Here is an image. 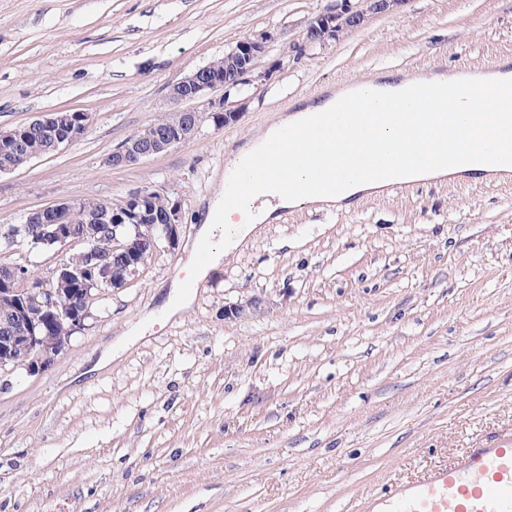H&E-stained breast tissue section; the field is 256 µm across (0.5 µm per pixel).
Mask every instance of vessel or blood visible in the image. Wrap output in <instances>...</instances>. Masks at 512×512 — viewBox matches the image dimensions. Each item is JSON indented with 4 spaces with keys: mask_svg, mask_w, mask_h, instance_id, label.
<instances>
[{
    "mask_svg": "<svg viewBox=\"0 0 512 512\" xmlns=\"http://www.w3.org/2000/svg\"><path fill=\"white\" fill-rule=\"evenodd\" d=\"M429 94L440 107H452L451 119L457 135L470 136L471 115L455 108L453 95L437 88L430 89ZM501 100L500 112L490 121V137L478 146L481 159L492 165L512 150V93L504 92ZM348 124V113L334 112L314 122L306 134L332 144L337 130ZM279 150V144L272 143L234 165L232 182L266 176L268 159ZM364 166L381 175L386 189L395 193H409L416 187L415 182L394 179L383 156L366 158ZM343 177V172L318 164L311 169L309 181L316 189L327 191L338 189ZM361 509L362 512H512V431L487 436L452 464L431 468L416 481L388 485L368 496Z\"/></svg>",
    "mask_w": 512,
    "mask_h": 512,
    "instance_id": "vessel-or-blood-1",
    "label": "vessel or blood"
}]
</instances>
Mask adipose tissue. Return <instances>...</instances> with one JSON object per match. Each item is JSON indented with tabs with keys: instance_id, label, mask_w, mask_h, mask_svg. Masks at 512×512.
I'll return each instance as SVG.
<instances>
[{
	"instance_id": "1",
	"label": "adipose tissue",
	"mask_w": 512,
	"mask_h": 512,
	"mask_svg": "<svg viewBox=\"0 0 512 512\" xmlns=\"http://www.w3.org/2000/svg\"><path fill=\"white\" fill-rule=\"evenodd\" d=\"M502 80V75L488 74L482 76L480 85L476 86L456 76L417 78L416 83L420 86L430 83L452 88L457 102L474 117L473 133L466 138L455 137L452 126L437 125L439 106L427 96L420 98L414 106L415 111L421 114L417 122H405L391 105L386 106L385 117L378 120L372 114L360 113L355 105L357 98L384 94L399 96L404 91L400 85L378 86L371 81L354 84L337 92L334 97L311 102L297 108L295 114L282 117L264 132L261 140H250L240 148L241 154L247 155L259 150L262 142L282 143L284 151L272 157L268 180L258 179L241 184L235 203H226L221 193L208 201L197 231V240L210 244V259L202 264L191 257L183 263L184 275L172 281L163 305L164 312L172 316L188 308L195 298L194 287L206 281L211 271L223 265L224 261L233 259L239 248L259 233L261 225L279 220L281 210L317 204L329 206L358 195L372 196L381 189L378 177L368 170L348 180L334 195L310 188L308 174L314 165L321 163L336 169L346 165L345 158L338 151L323 147L318 141L300 138V131L315 117L334 111L336 106H344L350 112L354 125L337 135V142L353 138L357 141L358 155H385L396 176L469 177L487 171L486 166L478 163L475 149L487 121L501 110L496 87ZM359 125L369 128V137L356 138L355 128ZM445 151L451 156L450 162L438 163V156ZM411 152L421 158L420 166L405 167L404 156Z\"/></svg>"
}]
</instances>
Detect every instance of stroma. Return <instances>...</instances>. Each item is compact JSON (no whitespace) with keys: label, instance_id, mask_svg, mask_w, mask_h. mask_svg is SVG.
Here are the masks:
<instances>
[{"label":"stroma","instance_id":"35a3bbf8","mask_svg":"<svg viewBox=\"0 0 512 512\" xmlns=\"http://www.w3.org/2000/svg\"><path fill=\"white\" fill-rule=\"evenodd\" d=\"M335 3L0 0V129L58 108L90 115L80 141L0 175V228L136 190L182 212L178 246L98 296L47 371L0 376V512H359L374 490L512 429V183L284 211L188 309L145 323L195 250L226 155L294 102L389 68L451 73L512 52V0H405L309 43ZM261 33L268 77L225 98L236 123L215 124L202 99L188 143L106 164L168 112L171 83ZM78 250L20 245L0 262L45 275Z\"/></svg>","mask_w":512,"mask_h":512}]
</instances>
